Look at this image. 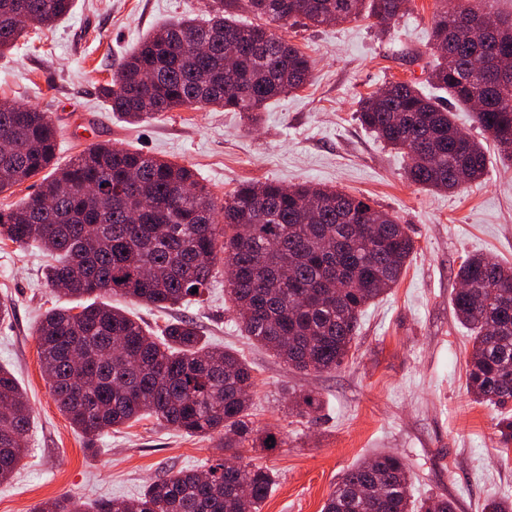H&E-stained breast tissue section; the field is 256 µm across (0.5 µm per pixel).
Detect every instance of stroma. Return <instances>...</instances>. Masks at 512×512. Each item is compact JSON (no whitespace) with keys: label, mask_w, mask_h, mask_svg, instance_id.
Masks as SVG:
<instances>
[{"label":"stroma","mask_w":512,"mask_h":512,"mask_svg":"<svg viewBox=\"0 0 512 512\" xmlns=\"http://www.w3.org/2000/svg\"><path fill=\"white\" fill-rule=\"evenodd\" d=\"M211 0H74L69 16L40 39L0 55V100L50 112L58 163L107 144L138 150L196 171L215 201L240 184L310 182L369 199L407 224L416 251L400 282L363 312L353 357L340 369L299 373L242 336L216 266L202 301L159 309L113 297L146 325L196 322L208 342L235 350L255 379L252 419L282 434L281 448L242 449L266 467L273 488L261 512H322L344 473L387 452L412 472L411 495L443 494L456 512H481L493 496L512 499V455L499 451L501 408L475 402L466 388L469 331L451 299L471 254L512 264V165L490 154L483 180L455 192L409 184L405 158L357 120L362 97L392 81L424 83L433 62L431 22L440 0H410L388 32L370 21L290 26L311 57L302 89L270 103L257 123L223 109L178 108L138 125L113 114L99 94L118 59L175 19L200 16ZM46 256L35 244L0 243V365L10 369L31 410L26 455L0 483V512H31L68 493L82 501L139 497L164 474L199 469L215 440L188 436L154 419L87 437L60 412L41 369L35 335L54 298ZM319 392L323 407L301 418L288 392Z\"/></svg>","instance_id":"1"}]
</instances>
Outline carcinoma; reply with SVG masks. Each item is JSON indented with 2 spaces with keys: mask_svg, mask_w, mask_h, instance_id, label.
<instances>
[{
  "mask_svg": "<svg viewBox=\"0 0 512 512\" xmlns=\"http://www.w3.org/2000/svg\"><path fill=\"white\" fill-rule=\"evenodd\" d=\"M440 2L428 82L472 110L500 158L512 162V77L500 71L503 58H512V18L486 34L473 24L489 15L482 0H454L451 8ZM406 5L216 0L205 16L150 34L120 60L102 96L128 122L179 107L252 116L311 77L310 58L276 29L367 18L385 32ZM73 6L74 0H0V53ZM239 11L262 23H239ZM357 119L406 155L405 177L414 185L452 191L485 174L487 147L461 137L447 103L415 82H390L366 97ZM2 137L0 194L51 169L35 194L0 209V241L39 243L52 257L49 286L78 301L49 308L36 328L60 411L87 435L153 418L189 436H218L202 473L162 476L135 500L88 505L62 496L34 512H260L273 478L243 463L239 449L279 448L282 439H269L251 421L250 367L237 353L207 344L189 320L154 332L108 297L162 308L198 301L220 262L230 272L224 292L241 332L296 371L331 372L349 358L363 309L399 282L415 251L407 226L365 198L315 184L250 181L219 203L192 169L113 146L59 165L49 113L14 102L0 104ZM457 278L453 311L473 340L467 390L481 403L505 407L512 404V266L475 254L461 262ZM289 401L302 417L322 406L311 393ZM29 429L25 393L0 367V482L14 474ZM499 443L508 453L507 415ZM411 479L403 457L379 454L345 473L322 512H455L445 495L412 499Z\"/></svg>",
  "mask_w": 512,
  "mask_h": 512,
  "instance_id": "cac0c4a2",
  "label": "carcinoma"
}]
</instances>
